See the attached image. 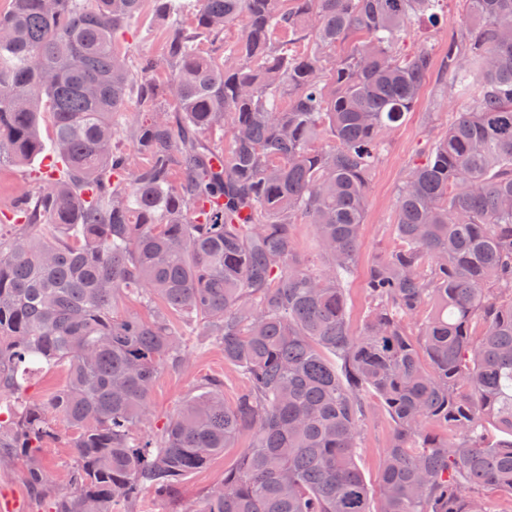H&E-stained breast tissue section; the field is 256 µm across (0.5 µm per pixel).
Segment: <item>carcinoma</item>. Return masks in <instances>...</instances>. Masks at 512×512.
Masks as SVG:
<instances>
[{
    "instance_id": "1",
    "label": "carcinoma",
    "mask_w": 512,
    "mask_h": 512,
    "mask_svg": "<svg viewBox=\"0 0 512 512\" xmlns=\"http://www.w3.org/2000/svg\"><path fill=\"white\" fill-rule=\"evenodd\" d=\"M440 2L151 0L167 23L157 84V61L134 67L118 45L143 0H11L0 160L50 163L0 233V398L37 372L66 381L0 412L1 470L62 425L72 490L50 491L39 464L28 484L51 512H111L145 489L175 498L248 435L190 512L512 500V0H464L444 69L472 107L402 183L358 332L347 307L370 171L433 69L399 44ZM133 88L162 105L129 121L130 154L113 148L114 117ZM296 224L313 226L320 268L302 262ZM125 299L152 318L119 315ZM184 329L221 344L245 385L228 405L207 377L146 433L158 375L188 364ZM370 394L394 424L376 497L357 463Z\"/></svg>"
}]
</instances>
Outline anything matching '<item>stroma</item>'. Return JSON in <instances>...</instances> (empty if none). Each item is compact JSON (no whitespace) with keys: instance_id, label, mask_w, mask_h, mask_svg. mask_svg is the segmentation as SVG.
Listing matches in <instances>:
<instances>
[{"instance_id":"1","label":"stroma","mask_w":512,"mask_h":512,"mask_svg":"<svg viewBox=\"0 0 512 512\" xmlns=\"http://www.w3.org/2000/svg\"><path fill=\"white\" fill-rule=\"evenodd\" d=\"M444 19L440 26L417 23L402 44L405 52L421 49L431 52L434 61L431 76L422 89L418 101L406 120L391 137L386 150L381 154L369 176V193L358 260L347 284L348 310L354 329H361L368 306L365 281L369 266L394 245L392 226L396 217L398 189L409 170L424 161V148L428 139L444 133L457 113L466 111L467 101L452 98L442 72L448 39L459 26L465 10L462 0H444ZM131 58L153 56L160 65L155 72L157 80L168 75L163 66V30L151 11L132 22L120 43ZM31 167L10 161L0 162V232L13 229L12 213L16 198L30 185ZM187 349L193 357L189 370H163L152 391L149 407L155 426H162L176 406L197 394L201 379L219 377L224 381V401L231 404L237 398L243 382L235 368L224 360V349L216 343L203 344L200 337L185 339ZM371 417L365 429L363 447L358 464L370 484L378 482V464L392 430V422L382 408L378 397L367 399ZM248 444L240 439L237 447L225 449L206 470L186 478L180 485L177 501L144 493L134 512H179V504L200 505L207 490L224 480V470L239 456ZM71 442L67 434L46 445L39 456V463L51 479V486L59 492L69 488V466ZM31 461L28 457L16 456L9 474L0 477V496L12 494L18 497L21 512H48L46 500L38 498L27 484V473Z\"/></svg>"}]
</instances>
